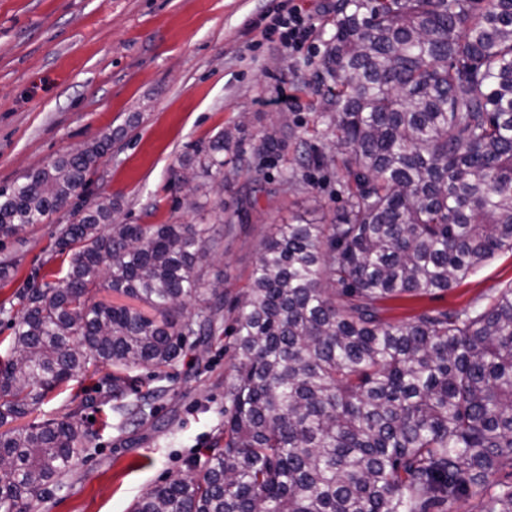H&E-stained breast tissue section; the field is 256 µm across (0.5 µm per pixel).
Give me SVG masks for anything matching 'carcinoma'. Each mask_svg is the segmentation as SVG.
Instances as JSON below:
<instances>
[{
  "instance_id": "carcinoma-1",
  "label": "carcinoma",
  "mask_w": 512,
  "mask_h": 512,
  "mask_svg": "<svg viewBox=\"0 0 512 512\" xmlns=\"http://www.w3.org/2000/svg\"><path fill=\"white\" fill-rule=\"evenodd\" d=\"M322 60L321 118L335 140L299 164H341L330 222L295 215L257 247L246 291L216 293L205 224H124L103 197L56 239L62 285L21 296L0 365V512H27L69 468L84 399L60 420L5 428L75 372L110 366L112 413L145 419L128 372L168 378L186 338L227 313L238 366L224 430L197 473L158 485L132 512H512V284L480 308L391 322L384 300L447 291L512 250V0H336ZM106 135L0 190V238L43 223L83 191ZM265 131L259 158L281 156ZM223 131L180 162L224 181ZM101 288L134 299L94 300ZM131 394L137 403L127 400Z\"/></svg>"
}]
</instances>
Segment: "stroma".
Returning a JSON list of instances; mask_svg holds the SVG:
<instances>
[{
	"instance_id": "1",
	"label": "stroma",
	"mask_w": 512,
	"mask_h": 512,
	"mask_svg": "<svg viewBox=\"0 0 512 512\" xmlns=\"http://www.w3.org/2000/svg\"><path fill=\"white\" fill-rule=\"evenodd\" d=\"M336 0H305L315 32L301 50L267 43L264 14L288 0H0V189L103 135L112 148L93 165L72 207L99 197L117 203L128 224H211L246 206L248 224L225 234L210 261L235 296L247 282L259 240L296 214L323 221L343 196L335 174L310 170L303 191L284 185L300 140L323 145L317 119L326 44L335 31ZM298 99L278 102L281 87ZM286 125L281 158L269 161L249 203L239 187L185 198L172 171L179 159L222 130L232 131L244 159L258 136ZM62 211L18 238L0 239V360L10 355L18 295L32 282H57L62 258L55 239ZM512 284V251L497 252L457 287L385 301L382 315L402 321L425 309L483 305ZM232 339L206 345L189 338L183 354L156 382L145 421L117 426L106 370L79 373L55 389L18 426L65 417L85 397L87 432L68 473L31 502L29 512H130L154 486L190 473L224 429V382L234 373Z\"/></svg>"
}]
</instances>
